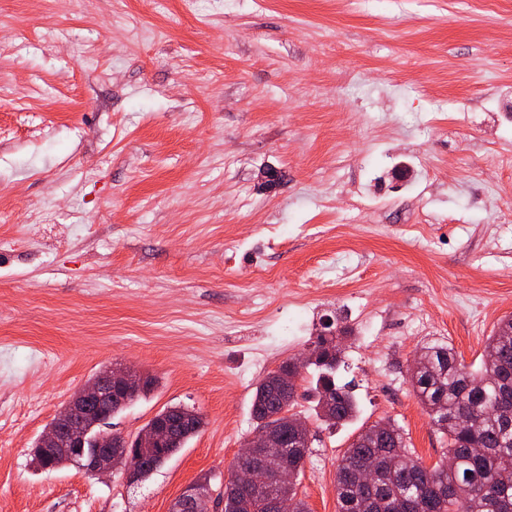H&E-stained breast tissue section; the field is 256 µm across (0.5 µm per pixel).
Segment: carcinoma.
I'll return each mask as SVG.
<instances>
[{"instance_id": "1", "label": "carcinoma", "mask_w": 512, "mask_h": 512, "mask_svg": "<svg viewBox=\"0 0 512 512\" xmlns=\"http://www.w3.org/2000/svg\"><path fill=\"white\" fill-rule=\"evenodd\" d=\"M317 381L315 416L329 427L352 422L358 405L344 388L336 385L341 355L338 347L320 336L312 343ZM409 381L414 394L441 434L443 460L425 466L407 448L399 428L374 437L362 430L345 451L336 471L338 512H512V315L497 324L485 345V361L473 370L462 364L453 348L433 344L416 353ZM296 400L281 391L274 372L255 387L251 417L255 429H276L284 420L298 416ZM204 424L203 417L188 422L162 440L158 448H134L139 460L138 480L149 478L169 461ZM288 464L295 474L303 472L312 442L288 425ZM455 462L450 467L446 460ZM377 471L375 483L364 487L367 467ZM282 512H309L292 485L281 494ZM224 512H268L263 493H243L233 483L224 484Z\"/></svg>"}]
</instances>
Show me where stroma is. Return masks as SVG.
Returning a JSON list of instances; mask_svg holds the SVG:
<instances>
[{
	"mask_svg": "<svg viewBox=\"0 0 512 512\" xmlns=\"http://www.w3.org/2000/svg\"><path fill=\"white\" fill-rule=\"evenodd\" d=\"M512 0H0V512H170L219 488L255 385L347 328L358 403L297 412L310 512L393 420L443 449L409 365L431 341L479 369L512 315ZM155 377L112 418L201 432L147 480L38 468L36 439L102 369ZM214 494L209 487H203L200 483L189 484L179 495V508L187 505L190 512H210Z\"/></svg>",
	"mask_w": 512,
	"mask_h": 512,
	"instance_id": "35a3bbf8",
	"label": "stroma"
}]
</instances>
